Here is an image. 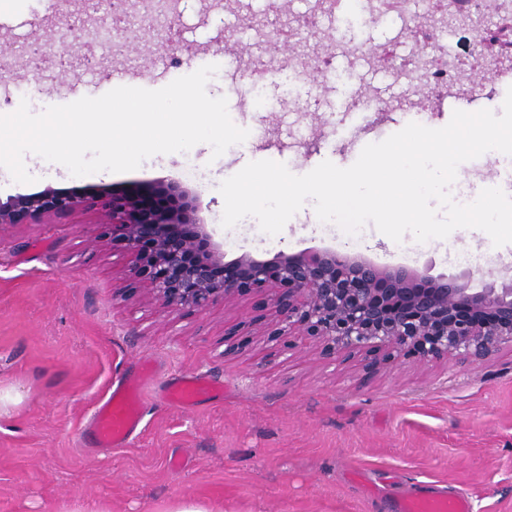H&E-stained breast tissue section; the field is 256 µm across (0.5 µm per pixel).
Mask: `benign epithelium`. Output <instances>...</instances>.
Here are the masks:
<instances>
[{
    "mask_svg": "<svg viewBox=\"0 0 512 512\" xmlns=\"http://www.w3.org/2000/svg\"><path fill=\"white\" fill-rule=\"evenodd\" d=\"M82 35L58 26L44 51L61 58L83 56ZM93 209L112 226V238L133 256L132 273L151 299L171 309L204 310L230 303L245 288H265L275 312L277 335L320 340L332 354L364 350L382 360L412 356L421 362L456 356L477 362L502 346L512 347V275L489 273L482 287L471 273L431 276L416 268L380 266L361 253L333 248L270 260L242 254V281L214 277L224 264L216 231L198 217L199 195L178 182L156 195L112 193L86 197L53 188L0 200V228L24 220L52 219Z\"/></svg>",
    "mask_w": 512,
    "mask_h": 512,
    "instance_id": "benign-epithelium-1",
    "label": "benign epithelium"
}]
</instances>
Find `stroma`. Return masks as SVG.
<instances>
[{
  "instance_id": "35a3bbf8",
  "label": "stroma",
  "mask_w": 512,
  "mask_h": 512,
  "mask_svg": "<svg viewBox=\"0 0 512 512\" xmlns=\"http://www.w3.org/2000/svg\"><path fill=\"white\" fill-rule=\"evenodd\" d=\"M313 5L289 0L277 14L270 0H243L238 11L181 0L170 43L144 34L139 53L116 54L99 38L90 52L109 66L154 73L147 87L155 90L211 64L200 50L215 36L239 34L243 17L324 27ZM68 9L67 0L50 12L36 0H0V12L28 22L24 35L0 33V65L25 72L17 95L0 93V115L14 112L26 89L38 114L60 104L61 85L122 86L117 73L102 79L77 60H27L26 48L48 38ZM366 37L385 58L362 57L351 66L321 46L333 60L322 85L284 70L280 55L254 36L251 58L262 77L243 82L238 47L230 45L206 91L227 99L232 121L249 136L220 157L201 143L152 156L132 172L75 177L29 154L35 183H16L0 168V199L48 187L83 196L147 192L183 181L190 161L202 174V217L216 225L229 262L245 252L268 260L281 251L336 248L436 276L466 271L449 251L477 249L488 254L489 267L512 265V244L493 246L478 229L424 243L408 234L398 244L369 223L353 238L326 230L310 201L270 244L260 241L253 217L221 228L219 186L248 162H281L296 175L326 160L346 168L367 144L401 130L396 112H359L350 103L360 88L385 98L413 40L391 20ZM461 168L451 187L456 202L468 203L486 187L512 197V156L499 155L490 169L481 157ZM130 264L91 210L0 228V391L13 397L0 408V512H63L78 500L103 502L110 512H156L185 495L222 499L224 512H400L404 496L440 489L468 492L473 512H512V348L476 363L402 358L375 369L365 355L335 356L314 338L273 335L262 289L202 311H161ZM143 358L152 360L155 377L136 436L109 452L80 447L78 437L113 379ZM189 373L206 375L223 394L188 410L170 406L162 391ZM173 458L181 459L179 470L170 469Z\"/></svg>"
}]
</instances>
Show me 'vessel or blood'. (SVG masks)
<instances>
[{
  "instance_id": "vessel-or-blood-1",
  "label": "vessel or blood",
  "mask_w": 512,
  "mask_h": 512,
  "mask_svg": "<svg viewBox=\"0 0 512 512\" xmlns=\"http://www.w3.org/2000/svg\"><path fill=\"white\" fill-rule=\"evenodd\" d=\"M150 363H141L136 374L113 382L107 397L96 408L86 439L93 449L109 451L126 446L143 419L142 392L151 378ZM214 390L211 380L203 375L181 378L164 390L172 405L189 409ZM403 512H471L468 496L459 492L434 491L414 495L401 502Z\"/></svg>"
}]
</instances>
